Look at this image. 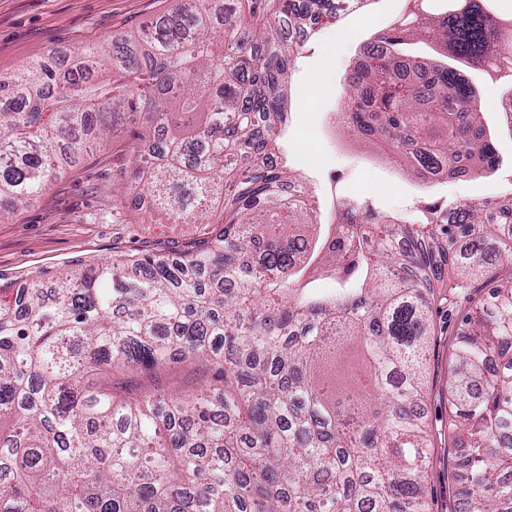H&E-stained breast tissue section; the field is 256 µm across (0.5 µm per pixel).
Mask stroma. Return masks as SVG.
Wrapping results in <instances>:
<instances>
[{"instance_id":"stroma-1","label":"stroma","mask_w":512,"mask_h":512,"mask_svg":"<svg viewBox=\"0 0 512 512\" xmlns=\"http://www.w3.org/2000/svg\"><path fill=\"white\" fill-rule=\"evenodd\" d=\"M171 6L170 0H0V75H10L49 51L69 54L85 44L117 40L146 25ZM406 0H374L334 25L320 26L289 71L290 110L278 140L285 168L306 180L326 220L338 216L336 202L366 197L381 213L413 218L417 201L480 202L512 188V134L499 125L498 102L508 85L486 89L480 72L464 74L480 87L481 110L494 132L503 167L479 178L441 179L428 186L409 172L384 144L367 145L337 122L347 95L345 77L363 41L390 28L406 14ZM315 98H308L311 88ZM125 131L72 159L50 189L16 216L0 222V286L20 288L33 277L50 282L96 262L111 260L114 243L172 248L192 241L196 227L149 219L130 206L125 187L130 166L122 152ZM452 276L435 282L441 296L437 340L428 357L426 420L432 430L448 427V386L453 363L450 343L463 329L466 304L444 296ZM425 485L432 512H455L448 482L446 448L434 447Z\"/></svg>"}]
</instances>
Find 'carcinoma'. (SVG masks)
Masks as SVG:
<instances>
[{"label":"carcinoma","mask_w":512,"mask_h":512,"mask_svg":"<svg viewBox=\"0 0 512 512\" xmlns=\"http://www.w3.org/2000/svg\"><path fill=\"white\" fill-rule=\"evenodd\" d=\"M235 2L218 26L211 0H173L123 40L79 48L73 68L51 51L0 76V219L128 124L127 192L198 229L183 249L116 247L72 278L0 288V420L13 422L0 512H429L430 283L451 269L454 304L511 266L512 203L467 204L450 222L427 201L407 224L357 200L360 223H318L275 156L290 32L314 18L309 38L364 0H271L259 24ZM488 2L408 0L347 75L339 119L419 178L498 170L474 88L416 49L512 83V13ZM326 279L336 288H317ZM465 322L450 481L461 512H512V283ZM171 363L195 389L166 395ZM121 366L137 378L115 382Z\"/></svg>","instance_id":"cac0c4a2"}]
</instances>
